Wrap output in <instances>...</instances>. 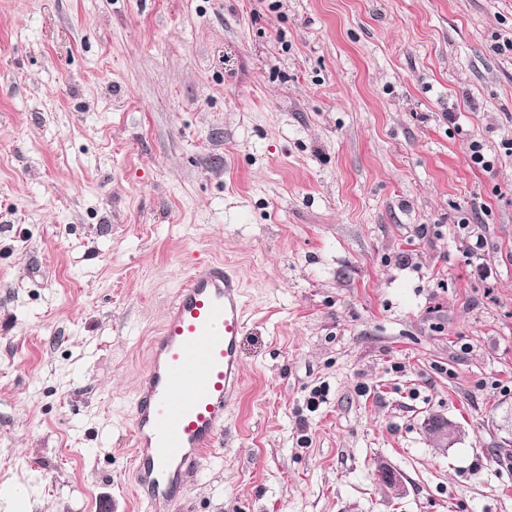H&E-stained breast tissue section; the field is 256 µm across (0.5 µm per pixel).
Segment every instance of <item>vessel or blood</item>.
I'll list each match as a JSON object with an SVG mask.
<instances>
[{
	"label": "vessel or blood",
	"mask_w": 512,
	"mask_h": 512,
	"mask_svg": "<svg viewBox=\"0 0 512 512\" xmlns=\"http://www.w3.org/2000/svg\"><path fill=\"white\" fill-rule=\"evenodd\" d=\"M242 283L221 262L192 264L175 292L132 405L134 493L149 512H177L184 479L222 444L242 390Z\"/></svg>",
	"instance_id": "obj_1"
}]
</instances>
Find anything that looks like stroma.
<instances>
[{"instance_id":"1","label":"stroma","mask_w":512,"mask_h":512,"mask_svg":"<svg viewBox=\"0 0 512 512\" xmlns=\"http://www.w3.org/2000/svg\"><path fill=\"white\" fill-rule=\"evenodd\" d=\"M508 141L512 0H0V512H140L132 400L200 259L246 389L179 512H512ZM466 243L465 257L468 265L471 266L479 275L485 278L490 277L491 272L489 271L488 273L483 262H481V256L483 255L487 245L486 238L480 233L476 234L472 231H468L466 234Z\"/></svg>"}]
</instances>
